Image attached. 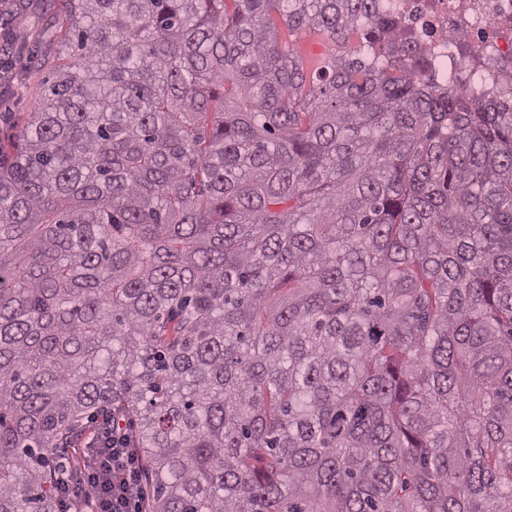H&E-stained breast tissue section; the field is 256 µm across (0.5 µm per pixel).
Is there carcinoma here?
<instances>
[{
	"label": "carcinoma",
	"instance_id": "1",
	"mask_svg": "<svg viewBox=\"0 0 512 512\" xmlns=\"http://www.w3.org/2000/svg\"><path fill=\"white\" fill-rule=\"evenodd\" d=\"M68 18L0 169V512L112 408L146 512H512V103L377 0Z\"/></svg>",
	"mask_w": 512,
	"mask_h": 512
}]
</instances>
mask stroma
<instances>
[{
  "label": "stroma",
  "instance_id": "stroma-1",
  "mask_svg": "<svg viewBox=\"0 0 512 512\" xmlns=\"http://www.w3.org/2000/svg\"><path fill=\"white\" fill-rule=\"evenodd\" d=\"M67 0H0V144L18 141L34 119L33 107L53 77L59 47L40 42L42 21L67 16Z\"/></svg>",
  "mask_w": 512,
  "mask_h": 512
}]
</instances>
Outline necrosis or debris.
I'll return each instance as SVG.
<instances>
[{"mask_svg": "<svg viewBox=\"0 0 512 512\" xmlns=\"http://www.w3.org/2000/svg\"><path fill=\"white\" fill-rule=\"evenodd\" d=\"M397 36L465 91L512 94V0H379Z\"/></svg>", "mask_w": 512, "mask_h": 512, "instance_id": "obj_1", "label": "necrosis or debris"}]
</instances>
